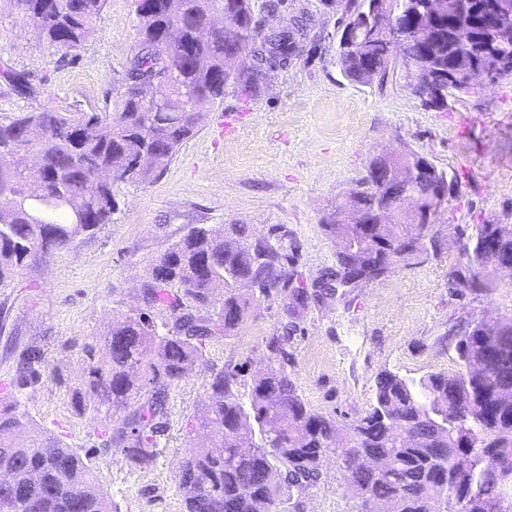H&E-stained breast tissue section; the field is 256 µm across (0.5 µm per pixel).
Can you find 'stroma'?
Returning a JSON list of instances; mask_svg holds the SVG:
<instances>
[{"label": "stroma", "mask_w": 512, "mask_h": 512, "mask_svg": "<svg viewBox=\"0 0 512 512\" xmlns=\"http://www.w3.org/2000/svg\"><path fill=\"white\" fill-rule=\"evenodd\" d=\"M299 14L312 38L300 57L273 73L262 96L226 93L166 171L118 187L111 223L30 261L0 285V402L17 403L41 429L95 454L119 512H180L185 424L207 397L211 369L264 361L266 339L287 322L277 302L258 301L236 336L207 346L203 361L170 392L169 428L149 470L125 463L120 450L99 451L104 421L71 407L85 366L82 347L143 308L141 286L153 263L193 227L245 224L259 237L285 226L294 248L290 268L312 284L336 263V246L322 229L336 194L373 153L404 146L462 175L439 223L512 224L511 80L477 83L449 96L443 109L421 102L405 69L355 85L335 64L337 17L321 12L319 0H280L258 18L288 28ZM137 38L132 0H106L92 37L66 57L37 42L17 6L0 0V73L35 78L33 94L22 95L0 76V115L46 105L103 109L106 94L122 90ZM465 271L451 247L440 258L311 303L291 348L292 381L311 408L335 417L343 431L368 409L378 372L417 379L453 371L449 330L474 318H512V275H496L494 290L462 293L452 281ZM29 347L43 354L41 375L17 392L12 382ZM324 476L305 493V512H355L357 498L335 459L326 460Z\"/></svg>", "instance_id": "1"}]
</instances>
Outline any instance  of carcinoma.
<instances>
[{
    "mask_svg": "<svg viewBox=\"0 0 512 512\" xmlns=\"http://www.w3.org/2000/svg\"><path fill=\"white\" fill-rule=\"evenodd\" d=\"M27 5L36 39L63 53L67 44L88 42L106 0H14ZM499 2L512 20V0H465L455 28L442 34L428 66L457 62L471 71L484 52L468 49L463 35L475 14ZM158 9L137 14L139 37L128 61L123 92L107 99L102 112H71L45 106L0 117V283L36 255L64 249L73 239L112 222L115 189L147 182L165 170L180 148L207 119V103L223 102L226 88L258 96L251 77L273 56L290 61L302 52L304 29L271 34L241 59L245 70L233 83L216 75L234 54L235 39L216 29L206 39L201 30L225 15L240 29L256 27L257 8L277 7L259 0H160ZM426 0H394V22L424 7ZM336 64L350 82L371 85L385 74H366L357 56L336 51ZM156 86L145 101L140 89ZM35 151L42 163L32 165ZM149 154V166H139ZM116 175L104 183L99 172ZM397 223L382 224L376 236L393 266L419 253L434 251V239L417 249L401 235L408 210L430 207L429 189L416 185L386 201ZM500 234L512 250V224H473L461 232L460 252L468 276L453 282L462 292L492 287L493 267L479 253L478 237ZM288 229L274 228L257 244L243 224L213 230L195 227L154 263L143 285L145 308L108 326L103 337L82 348L84 376L72 394L79 415L100 417L109 425L99 435L105 450L121 449L138 469L151 468L169 425V394L203 358L207 345L237 335L251 305L278 300L299 319L309 309L307 288L292 280L288 265ZM357 264L326 278L322 294L334 296L332 283L346 287L352 278L365 284L380 278L377 260ZM168 321L159 332L153 310ZM296 325L267 339L269 355L257 367L243 362L210 370L207 400L186 425L187 448L180 461L181 512H303V495L324 478L320 459L336 458L347 487L370 498L392 500L396 512H436L441 498L459 487L454 454L468 443L479 449L472 479L485 497L487 512H509L503 503L512 491V335L491 334L482 320L454 330L456 370L429 372L418 379L384 370L375 380L371 403L353 421L345 441L336 443V419L313 410L291 380L288 345ZM504 352L499 376L490 381L474 373L482 345ZM42 355L29 350L13 387L22 389L40 376ZM254 443L240 445L244 437ZM388 462L383 470L358 464L367 453ZM0 469L14 470L27 484V512H117L96 472L94 457L80 455L60 438L40 430L15 404L0 405ZM271 472L276 480L264 477Z\"/></svg>",
    "mask_w": 512,
    "mask_h": 512,
    "instance_id": "obj_1",
    "label": "carcinoma"
}]
</instances>
